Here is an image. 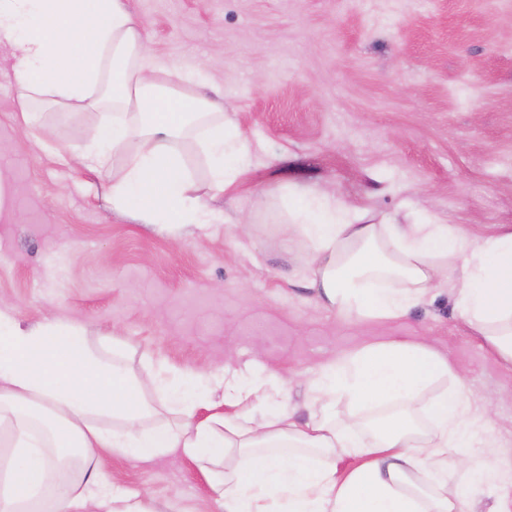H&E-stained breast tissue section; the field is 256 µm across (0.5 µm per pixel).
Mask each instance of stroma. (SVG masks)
I'll return each instance as SVG.
<instances>
[{
    "label": "stroma",
    "mask_w": 512,
    "mask_h": 512,
    "mask_svg": "<svg viewBox=\"0 0 512 512\" xmlns=\"http://www.w3.org/2000/svg\"><path fill=\"white\" fill-rule=\"evenodd\" d=\"M153 52L203 77L249 146L239 182L217 193L200 152L187 165L210 224L177 227L113 208L112 165L91 171L55 149L86 143L101 109L18 110L13 50L0 46V173L11 205L0 216V298L27 324L50 314L84 324L92 346L118 336L146 397L158 365L207 372L251 359L295 380L397 336L432 337L473 404H492L505 446L448 457V487H475L486 512L512 486L475 485V466L512 459V371L465 325L448 293L383 324L319 307L289 250L280 205L258 194L333 195L373 222L424 213L482 238L512 226V0H131ZM251 219L253 232L238 226ZM114 486L148 495L152 512H219L192 461L141 465L102 455Z\"/></svg>",
    "instance_id": "obj_1"
}]
</instances>
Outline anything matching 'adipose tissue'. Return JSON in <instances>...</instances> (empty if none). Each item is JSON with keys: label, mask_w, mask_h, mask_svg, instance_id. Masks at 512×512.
<instances>
[{"label": "adipose tissue", "mask_w": 512, "mask_h": 512, "mask_svg": "<svg viewBox=\"0 0 512 512\" xmlns=\"http://www.w3.org/2000/svg\"><path fill=\"white\" fill-rule=\"evenodd\" d=\"M1 45L14 50L23 119L37 104L111 109L73 157L89 169L124 160L113 205L177 224L214 220L192 196L183 144L195 138L223 191L245 171L244 154L227 149L238 133L197 80L156 61L126 0H0ZM282 214L289 248L310 253L304 278L337 315L398 320L446 288L512 369V227L479 240L430 215L370 224L332 195L285 198ZM452 372L428 337H392L316 367L300 410L288 402L291 377L257 350L242 369H160L159 405L140 394L120 344L101 355L82 324L26 327L0 300V512H150L143 492L100 471L102 450L192 460L222 512H463L438 460L475 437L499 442L465 382L419 409L421 392Z\"/></svg>", "instance_id": "1"}]
</instances>
